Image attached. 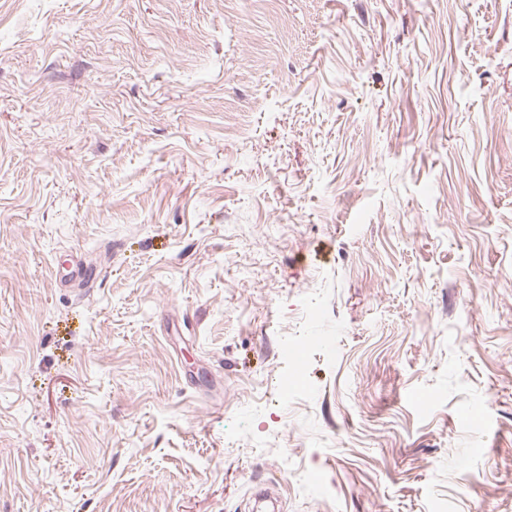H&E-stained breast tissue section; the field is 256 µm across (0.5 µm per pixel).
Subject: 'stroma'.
<instances>
[{
  "label": "stroma",
  "instance_id": "35a3bbf8",
  "mask_svg": "<svg viewBox=\"0 0 512 512\" xmlns=\"http://www.w3.org/2000/svg\"><path fill=\"white\" fill-rule=\"evenodd\" d=\"M260 488L512 512V0H0V512Z\"/></svg>",
  "mask_w": 512,
  "mask_h": 512
}]
</instances>
